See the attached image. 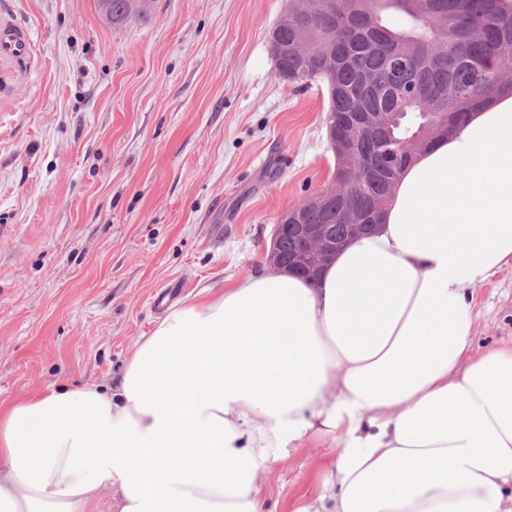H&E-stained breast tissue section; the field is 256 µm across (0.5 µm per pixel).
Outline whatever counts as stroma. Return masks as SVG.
I'll return each instance as SVG.
<instances>
[{"instance_id": "35a3bbf8", "label": "stroma", "mask_w": 512, "mask_h": 512, "mask_svg": "<svg viewBox=\"0 0 512 512\" xmlns=\"http://www.w3.org/2000/svg\"><path fill=\"white\" fill-rule=\"evenodd\" d=\"M288 0H0L34 50L0 62V401L118 378L173 304L258 273L274 224L329 186L324 85L279 78ZM473 348L512 340V263L473 289ZM338 442L273 453L262 495L292 512ZM148 1L146 0H112V6L106 5L107 9L112 8V17L109 21L112 26L118 27L124 24L131 16H147Z\"/></svg>"}]
</instances>
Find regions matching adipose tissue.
<instances>
[{"label": "adipose tissue", "mask_w": 512, "mask_h": 512, "mask_svg": "<svg viewBox=\"0 0 512 512\" xmlns=\"http://www.w3.org/2000/svg\"><path fill=\"white\" fill-rule=\"evenodd\" d=\"M512 262V89L418 154L317 282L270 269L168 311L117 383L0 402V512H265L272 451L338 439L295 512H512V344L473 286Z\"/></svg>", "instance_id": "obj_1"}]
</instances>
